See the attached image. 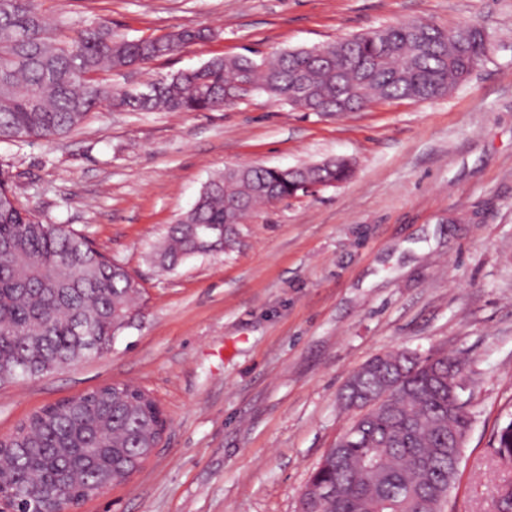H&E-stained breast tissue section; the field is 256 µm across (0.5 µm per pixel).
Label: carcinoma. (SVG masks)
<instances>
[{
    "label": "carcinoma",
    "mask_w": 512,
    "mask_h": 512,
    "mask_svg": "<svg viewBox=\"0 0 512 512\" xmlns=\"http://www.w3.org/2000/svg\"><path fill=\"white\" fill-rule=\"evenodd\" d=\"M210 35L180 29L128 40L110 22L80 26L69 35L44 18L39 0H0V142L62 138L103 107L139 112H215L262 90L306 112H354L377 101L431 100L449 94L483 61L488 34L477 24L443 29L413 20L370 29L260 62L217 56L202 70L181 71L147 98L110 88L100 72L139 67ZM351 163L337 158L290 174L251 165L213 177L194 206L169 226L156 255L181 259L224 249V225L285 198L306 182L331 186L347 180ZM138 283L124 266L83 235L47 224L20 208L10 175L0 169V385L65 369L112 345L124 320L137 313ZM363 368L364 391L380 394L375 366ZM414 354L402 359L393 381L410 391L365 423L368 441L350 436L322 457L299 500L298 512H443L457 478L462 449L448 433L467 430V401L448 402V378L463 361ZM152 410L122 389L101 388L41 408L0 437V497L25 510L104 479L120 483L149 447ZM492 447L512 469V421L498 428ZM339 485L331 499L317 489Z\"/></svg>",
    "instance_id": "cac0c4a2"
}]
</instances>
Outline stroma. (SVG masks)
Returning <instances> with one entry per match:
<instances>
[{
    "label": "stroma",
    "instance_id": "1",
    "mask_svg": "<svg viewBox=\"0 0 512 512\" xmlns=\"http://www.w3.org/2000/svg\"><path fill=\"white\" fill-rule=\"evenodd\" d=\"M54 26L100 19L130 39L207 40L120 73L142 90L210 58L261 59L413 19L481 25L484 61L447 96L343 115L257 93L216 112L103 108L72 134L0 143L17 203L82 233L139 281L112 350L0 386V436L41 407L112 383L168 421L154 456L77 512H297L352 424L338 394L376 355L464 362L471 427L447 512H497L512 471L492 436L512 420V0H40ZM347 158L339 185L266 205L231 246L174 269L152 258L231 166Z\"/></svg>",
    "mask_w": 512,
    "mask_h": 512
}]
</instances>
